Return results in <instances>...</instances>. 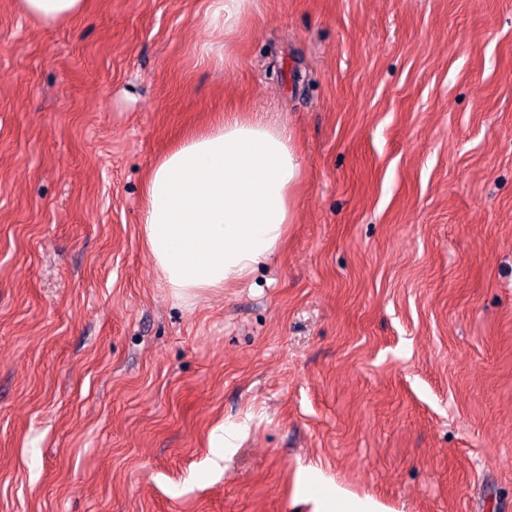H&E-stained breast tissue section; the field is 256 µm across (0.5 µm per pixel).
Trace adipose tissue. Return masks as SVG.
<instances>
[{
  "mask_svg": "<svg viewBox=\"0 0 512 512\" xmlns=\"http://www.w3.org/2000/svg\"><path fill=\"white\" fill-rule=\"evenodd\" d=\"M20 11L51 25L81 15L86 0H18ZM257 0H210L205 21L216 36L202 60L224 64L228 43ZM285 130L240 113L220 116L164 154L143 193L142 236L173 297L248 281L280 247L295 213L301 177Z\"/></svg>",
  "mask_w": 512,
  "mask_h": 512,
  "instance_id": "1",
  "label": "adipose tissue"
}]
</instances>
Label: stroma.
Returning a JSON list of instances; mask_svg holds the SVG:
<instances>
[{
	"mask_svg": "<svg viewBox=\"0 0 512 512\" xmlns=\"http://www.w3.org/2000/svg\"><path fill=\"white\" fill-rule=\"evenodd\" d=\"M208 4L0 0V512H512V0H260L226 67ZM231 109L295 218L187 307L144 179ZM19 10L26 16L51 25L66 22L81 15L85 0H18ZM324 496V497H323ZM319 497L316 512H384L383 506L369 498H359L336 486Z\"/></svg>",
	"mask_w": 512,
	"mask_h": 512,
	"instance_id": "stroma-1",
	"label": "stroma"
}]
</instances>
